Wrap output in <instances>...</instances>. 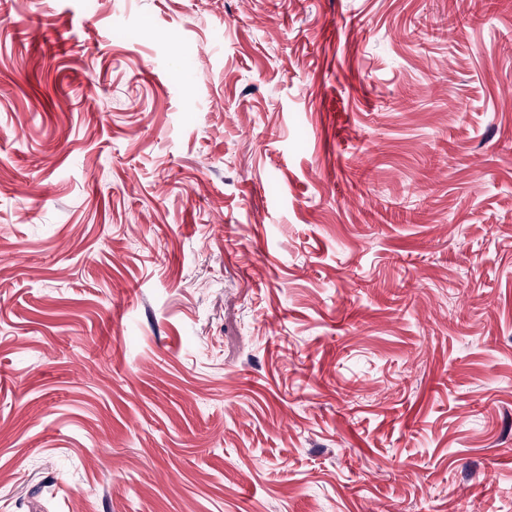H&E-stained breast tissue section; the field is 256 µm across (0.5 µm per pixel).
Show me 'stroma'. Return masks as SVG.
I'll use <instances>...</instances> for the list:
<instances>
[{
  "label": "stroma",
  "instance_id": "stroma-1",
  "mask_svg": "<svg viewBox=\"0 0 512 512\" xmlns=\"http://www.w3.org/2000/svg\"><path fill=\"white\" fill-rule=\"evenodd\" d=\"M0 512H512V0H0Z\"/></svg>",
  "mask_w": 512,
  "mask_h": 512
}]
</instances>
